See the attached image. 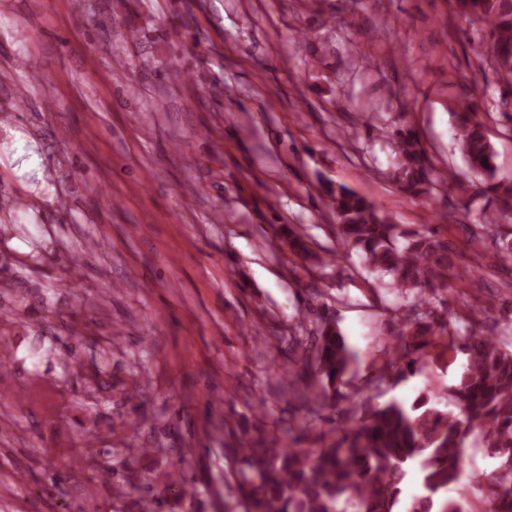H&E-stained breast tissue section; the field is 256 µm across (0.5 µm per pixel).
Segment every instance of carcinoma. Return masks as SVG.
Instances as JSON below:
<instances>
[{
    "mask_svg": "<svg viewBox=\"0 0 512 512\" xmlns=\"http://www.w3.org/2000/svg\"><path fill=\"white\" fill-rule=\"evenodd\" d=\"M456 3L480 33L481 60L493 66L512 91V0ZM457 129L471 168L499 202L480 223L464 228L477 249L490 236L495 257L507 264L512 262V179L498 178L494 149L474 103L458 114ZM394 140L398 189L407 197H419L428 192L432 168L411 126L399 128ZM321 187L344 248L372 270L390 276L399 298L392 328L397 345L385 351L373 383L407 378L437 350L460 351L466 365L448 388V403L459 413L440 408L437 397L425 389L409 405L391 399L358 409L354 396L342 391L356 353L336 318L325 312L311 319L301 309L296 330L305 335L288 337V349L301 351V356L277 368L279 380L288 381V393L309 415L348 403L342 410L344 421L334 436L308 422L301 426L313 435L311 448H290L270 435L262 399L255 406L257 423L237 429L224 421V433L236 439V445L224 448L234 483L209 488L215 512H222L227 496L235 500L238 512H402L408 479L416 486L409 512H466L461 501L444 494L462 478L469 440L495 460L479 485L483 506L489 507L487 512H512V321L488 327L471 321L461 329L453 327L460 316L448 312L443 298L448 268L453 266L448 241L432 231L395 223L345 186L323 181ZM288 252L317 259L297 235L288 239ZM191 483L179 465L168 473L166 487L185 493Z\"/></svg>",
    "mask_w": 512,
    "mask_h": 512,
    "instance_id": "carcinoma-1",
    "label": "carcinoma"
}]
</instances>
